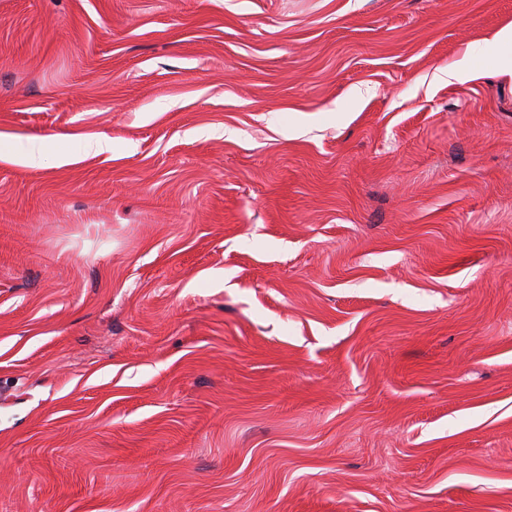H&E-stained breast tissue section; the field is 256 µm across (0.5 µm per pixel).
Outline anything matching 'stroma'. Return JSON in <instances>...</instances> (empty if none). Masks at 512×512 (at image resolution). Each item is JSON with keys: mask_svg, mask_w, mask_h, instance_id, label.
I'll list each match as a JSON object with an SVG mask.
<instances>
[{"mask_svg": "<svg viewBox=\"0 0 512 512\" xmlns=\"http://www.w3.org/2000/svg\"><path fill=\"white\" fill-rule=\"evenodd\" d=\"M510 25L0 0V512H512Z\"/></svg>", "mask_w": 512, "mask_h": 512, "instance_id": "1", "label": "stroma"}]
</instances>
